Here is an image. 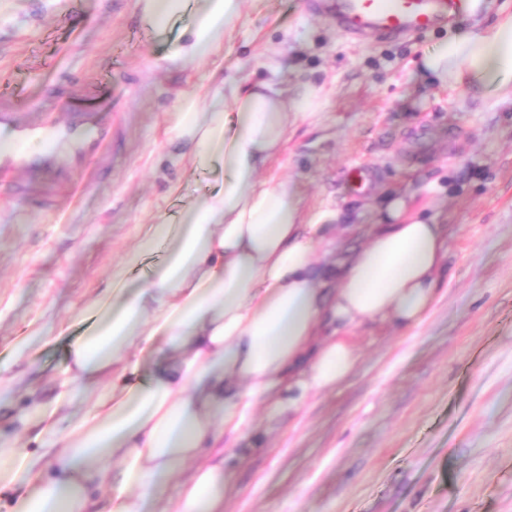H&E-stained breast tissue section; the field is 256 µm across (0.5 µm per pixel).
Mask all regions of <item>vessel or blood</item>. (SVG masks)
I'll return each instance as SVG.
<instances>
[{"label": "vessel or blood", "mask_w": 512, "mask_h": 512, "mask_svg": "<svg viewBox=\"0 0 512 512\" xmlns=\"http://www.w3.org/2000/svg\"><path fill=\"white\" fill-rule=\"evenodd\" d=\"M308 11L327 18L350 41L407 39L448 27L463 9V0H306ZM12 138L0 144V180L7 178L29 154H53L58 138L51 122L22 123L16 113L1 112L0 126Z\"/></svg>", "instance_id": "1"}]
</instances>
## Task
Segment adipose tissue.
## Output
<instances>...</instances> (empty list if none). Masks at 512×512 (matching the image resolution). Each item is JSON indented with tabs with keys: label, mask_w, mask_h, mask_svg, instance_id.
Returning <instances> with one entry per match:
<instances>
[{
	"label": "adipose tissue",
	"mask_w": 512,
	"mask_h": 512,
	"mask_svg": "<svg viewBox=\"0 0 512 512\" xmlns=\"http://www.w3.org/2000/svg\"><path fill=\"white\" fill-rule=\"evenodd\" d=\"M187 10L194 20L167 62L220 47L242 0H142L161 31ZM268 69L264 80H223L206 109L188 101L177 112L193 168L221 172V183L179 223L141 225L93 304L90 331L68 348L37 449L0 435V490L16 493L8 512H224V439L243 433L258 403L284 383L304 393L346 381L359 351L343 330L421 320L448 256L441 225L396 197L362 247L321 261L316 247L338 212L307 216L293 181L263 174L300 117L279 62ZM420 71L512 96V14L461 24L423 52ZM162 241L164 260L131 279ZM172 482L169 508L161 494Z\"/></svg>",
	"instance_id": "ef3b65f1"
}]
</instances>
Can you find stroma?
I'll list each match as a JSON object with an SVG mask.
<instances>
[{"label":"stroma","mask_w":512,"mask_h":512,"mask_svg":"<svg viewBox=\"0 0 512 512\" xmlns=\"http://www.w3.org/2000/svg\"><path fill=\"white\" fill-rule=\"evenodd\" d=\"M192 21L185 12L162 35L137 0H0V71L12 76L0 113L108 132L93 148L65 138L0 183V367L53 399L139 225L177 219L217 185L180 162L174 113L224 78H266L274 55L289 90L311 87L321 106L271 171L298 185L307 214L339 211L337 252L362 247L402 194L442 224L448 260L419 324L354 329L360 358L342 385L253 409L244 438L224 443V512H512V104L420 77L445 29L357 44L304 0H243L220 49L166 63ZM355 166L372 170L365 190L349 181ZM37 327L48 342L14 361ZM27 393L0 399V432L27 439Z\"/></svg>","instance_id":"stroma-1"}]
</instances>
